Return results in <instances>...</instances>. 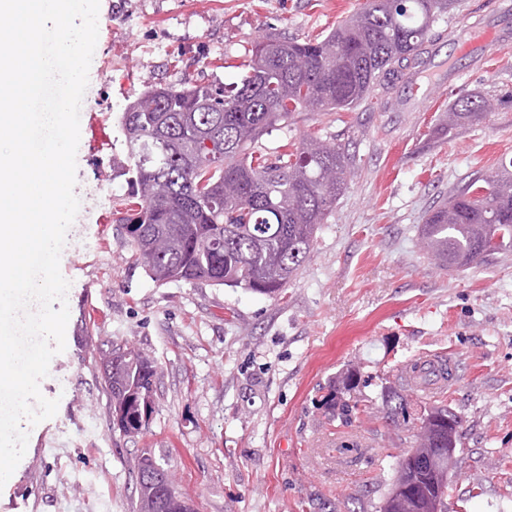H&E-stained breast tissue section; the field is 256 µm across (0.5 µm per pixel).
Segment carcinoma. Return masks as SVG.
<instances>
[{
    "mask_svg": "<svg viewBox=\"0 0 512 512\" xmlns=\"http://www.w3.org/2000/svg\"><path fill=\"white\" fill-rule=\"evenodd\" d=\"M459 0H366L323 38H257L248 70L230 88L159 84L124 109L127 189L115 209L136 261L157 282L201 281L276 296L311 253L320 224L347 189L351 157L339 142L305 138L295 151L268 152L262 138L297 112L349 111L371 90L416 73L434 23ZM486 100L462 96L440 131L483 117ZM425 249L450 271L512 249V163L493 181L474 178L432 209L421 230ZM156 372L131 351L112 377V417L132 426L153 408ZM150 405H145V401ZM398 427L406 399L389 396ZM459 419L432 406L417 451H407L378 512H430L448 506L449 483L422 468L459 440ZM140 512H179L167 475L143 456L137 464Z\"/></svg>",
    "mask_w": 512,
    "mask_h": 512,
    "instance_id": "cac0c4a2",
    "label": "carcinoma"
}]
</instances>
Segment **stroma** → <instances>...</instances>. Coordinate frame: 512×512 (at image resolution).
Masks as SVG:
<instances>
[{
  "label": "stroma",
  "instance_id": "1",
  "mask_svg": "<svg viewBox=\"0 0 512 512\" xmlns=\"http://www.w3.org/2000/svg\"><path fill=\"white\" fill-rule=\"evenodd\" d=\"M363 0H100L76 155L79 212L60 269L71 283L66 348L42 394L0 512H137V457L151 452L194 512H376L414 446L428 401L385 418L384 388L422 353L453 354L439 401L460 421L449 512H512V251L457 270L423 250L428 212L453 186L512 158V0H462L439 20L424 77L374 88L351 111L304 112L266 149L314 135L347 143L348 187L309 258L268 297L206 282H155L110 217L126 190L118 117L156 83L239 82L252 42L326 35ZM505 36L464 49L469 31ZM477 94L478 124L436 135L449 104ZM153 361V413L114 428L103 367L112 347ZM347 381L329 411L331 383Z\"/></svg>",
  "mask_w": 512,
  "mask_h": 512
}]
</instances>
